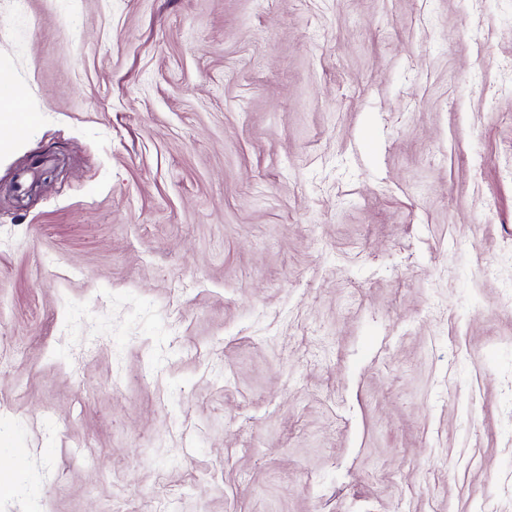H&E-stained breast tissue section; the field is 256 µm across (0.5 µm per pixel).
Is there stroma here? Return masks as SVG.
<instances>
[{"instance_id":"stroma-1","label":"stroma","mask_w":512,"mask_h":512,"mask_svg":"<svg viewBox=\"0 0 512 512\" xmlns=\"http://www.w3.org/2000/svg\"><path fill=\"white\" fill-rule=\"evenodd\" d=\"M0 79V512H512V0H0Z\"/></svg>"}]
</instances>
